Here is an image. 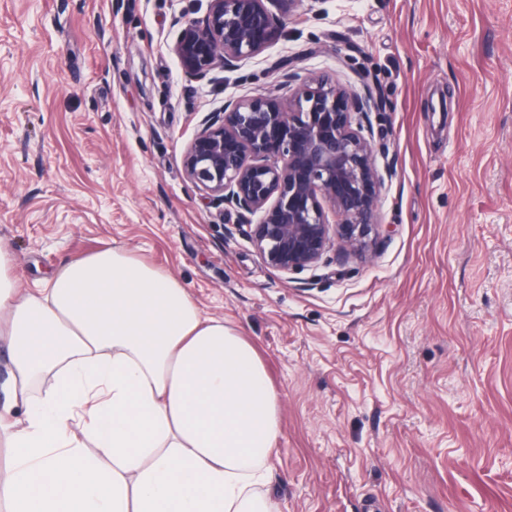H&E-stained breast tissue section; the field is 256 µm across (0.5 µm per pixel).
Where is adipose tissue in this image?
Here are the masks:
<instances>
[{
	"instance_id": "adipose-tissue-1",
	"label": "adipose tissue",
	"mask_w": 512,
	"mask_h": 512,
	"mask_svg": "<svg viewBox=\"0 0 512 512\" xmlns=\"http://www.w3.org/2000/svg\"><path fill=\"white\" fill-rule=\"evenodd\" d=\"M12 263L0 245L8 512H275L255 487L279 396L249 341L120 245L32 292Z\"/></svg>"
}]
</instances>
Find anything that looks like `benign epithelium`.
Listing matches in <instances>:
<instances>
[{
    "label": "benign epithelium",
    "mask_w": 512,
    "mask_h": 512,
    "mask_svg": "<svg viewBox=\"0 0 512 512\" xmlns=\"http://www.w3.org/2000/svg\"><path fill=\"white\" fill-rule=\"evenodd\" d=\"M278 33L264 0H209L185 22L173 52L185 72L257 56ZM380 108L322 74L292 100L257 95L206 116L184 155L187 178L245 220L261 215L253 241L268 265L288 274L318 264L331 246L364 256L378 234L382 177L371 137L355 115ZM331 209L339 222L328 220Z\"/></svg>",
    "instance_id": "7a95c632"
}]
</instances>
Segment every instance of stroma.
Returning a JSON list of instances; mask_svg holds the SVG:
<instances>
[{
	"label": "stroma",
	"instance_id": "stroma-1",
	"mask_svg": "<svg viewBox=\"0 0 512 512\" xmlns=\"http://www.w3.org/2000/svg\"><path fill=\"white\" fill-rule=\"evenodd\" d=\"M205 77L173 46L208 0H0V243L18 288L112 245L258 350L280 512H512V0H299ZM330 74L384 101L366 257L284 274L258 216L186 178L201 120Z\"/></svg>",
	"mask_w": 512,
	"mask_h": 512
}]
</instances>
